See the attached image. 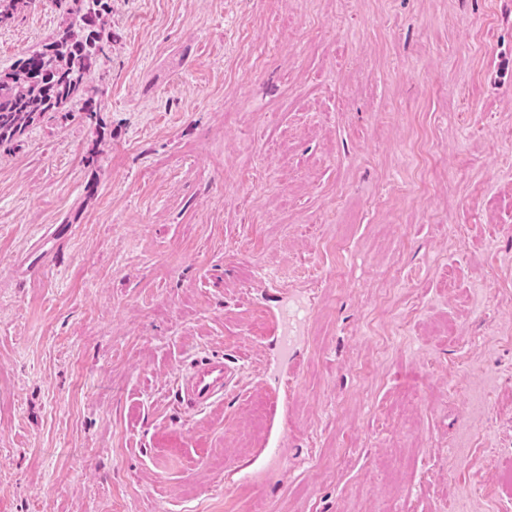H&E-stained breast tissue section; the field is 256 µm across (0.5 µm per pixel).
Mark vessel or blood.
I'll return each mask as SVG.
<instances>
[{"mask_svg":"<svg viewBox=\"0 0 512 512\" xmlns=\"http://www.w3.org/2000/svg\"><path fill=\"white\" fill-rule=\"evenodd\" d=\"M233 373L223 360L207 358L192 362L183 374L178 392L186 408L194 413L207 410L223 399Z\"/></svg>","mask_w":512,"mask_h":512,"instance_id":"1","label":"vessel or blood"}]
</instances>
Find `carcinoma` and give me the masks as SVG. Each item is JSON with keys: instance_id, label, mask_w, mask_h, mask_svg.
<instances>
[{"instance_id": "cac0c4a2", "label": "carcinoma", "mask_w": 512, "mask_h": 512, "mask_svg": "<svg viewBox=\"0 0 512 512\" xmlns=\"http://www.w3.org/2000/svg\"><path fill=\"white\" fill-rule=\"evenodd\" d=\"M67 2L68 21L53 40L0 70V147L15 143L27 129L46 115L66 111L76 102L91 122L101 111L99 97H91L89 85L105 48L112 44L106 16L112 0ZM32 4V0H0V23Z\"/></svg>"}]
</instances>
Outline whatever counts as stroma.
Here are the masks:
<instances>
[{
  "mask_svg": "<svg viewBox=\"0 0 512 512\" xmlns=\"http://www.w3.org/2000/svg\"><path fill=\"white\" fill-rule=\"evenodd\" d=\"M109 23L99 125L0 148V512H512V0ZM232 379L233 373L224 359L205 358L192 362L185 370L178 393L189 411L200 413L224 398V387Z\"/></svg>",
  "mask_w": 512,
  "mask_h": 512,
  "instance_id": "35a3bbf8",
  "label": "stroma"
}]
</instances>
